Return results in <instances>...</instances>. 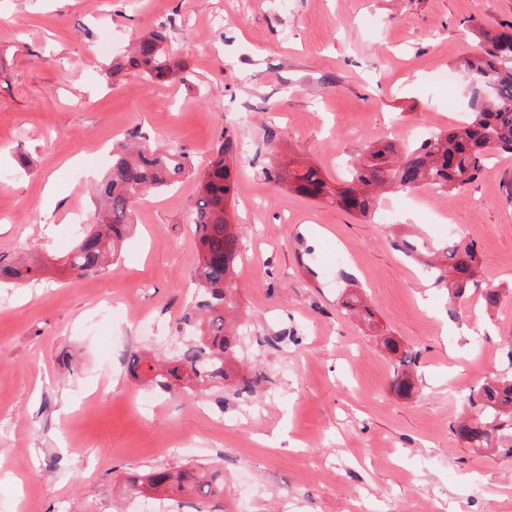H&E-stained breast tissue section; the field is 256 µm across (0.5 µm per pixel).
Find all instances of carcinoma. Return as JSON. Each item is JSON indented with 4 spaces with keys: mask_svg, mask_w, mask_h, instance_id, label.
Wrapping results in <instances>:
<instances>
[{
    "mask_svg": "<svg viewBox=\"0 0 512 512\" xmlns=\"http://www.w3.org/2000/svg\"><path fill=\"white\" fill-rule=\"evenodd\" d=\"M167 35L159 29L132 45L122 70L130 68L157 82L183 80L184 66L164 47ZM464 67L471 76L473 92L466 121L446 132H436L406 149L400 157L387 142L365 146L356 164L338 188L331 187L321 170L302 164L286 170L271 168L265 176L273 182H288V189L314 201H328L355 217L375 214L377 192L398 187L414 190L436 186L450 193L478 179L488 160L512 156V32L503 31L487 39L480 51L468 57ZM130 143L112 155L109 175L95 188L100 204L99 223L87 229L66 255L64 264L80 275L99 271L117 243L131 227L132 198L179 182L193 167L181 151L163 153L153 147L141 129L129 133ZM238 141L226 131L208 169L199 176V198L191 212L200 254L196 276L203 292L195 311L186 315L193 336L182 344L170 361L160 363L131 356L133 375L144 369L154 372L152 381L161 388L171 380L192 373L201 391L231 378L240 337L226 327L227 310L237 306L229 281L236 275L241 244L238 231L227 218V203L234 188L230 163L236 159ZM440 256L428 271L436 286L457 302L478 285L479 254L476 245L450 236L439 248ZM38 268L27 264L0 265V276L18 283L36 281ZM383 346L395 355L392 389L400 396L415 387L416 355L389 336ZM463 415L450 422L452 433L469 448H489L498 441L497 453L512 458V373L503 374L471 390ZM128 484L146 486L156 495L193 494L203 504H212L224 493V474L219 469L186 463L173 471L132 475Z\"/></svg>",
    "mask_w": 512,
    "mask_h": 512,
    "instance_id": "1",
    "label": "carcinoma"
}]
</instances>
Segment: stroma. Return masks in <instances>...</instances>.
<instances>
[{
	"label": "stroma",
	"mask_w": 512,
	"mask_h": 512,
	"mask_svg": "<svg viewBox=\"0 0 512 512\" xmlns=\"http://www.w3.org/2000/svg\"><path fill=\"white\" fill-rule=\"evenodd\" d=\"M161 27L186 81L113 75ZM509 28L512 0H0V258L41 268L0 282V512H149L127 474L200 460L224 470V512H512V459L449 428L470 389L512 371V157L450 196L387 192L391 224L263 176L302 162L335 184L384 127H455L461 60ZM137 127L194 170L143 196L104 268L77 275L61 263L73 219L95 224L92 183ZM227 131L243 145L239 359L258 385L163 391L126 361L175 351L197 175ZM451 233L477 243L493 312L474 290L449 303L397 248ZM352 294L373 323L346 314ZM385 336L418 355L410 397Z\"/></svg>",
	"instance_id": "stroma-1"
}]
</instances>
